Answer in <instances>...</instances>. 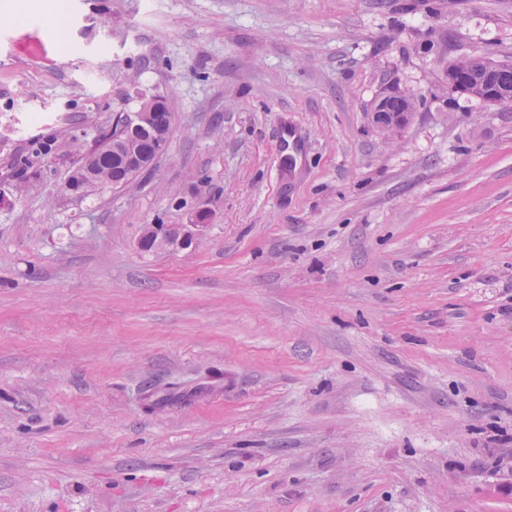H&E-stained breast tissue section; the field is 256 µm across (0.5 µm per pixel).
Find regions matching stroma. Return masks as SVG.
Returning a JSON list of instances; mask_svg holds the SVG:
<instances>
[{
  "label": "stroma",
  "mask_w": 512,
  "mask_h": 512,
  "mask_svg": "<svg viewBox=\"0 0 512 512\" xmlns=\"http://www.w3.org/2000/svg\"><path fill=\"white\" fill-rule=\"evenodd\" d=\"M17 2L0 512H512V108L444 78L512 0ZM152 97V170L70 193ZM391 97H399L404 101V103L412 101L413 99L412 96L403 94L399 91L389 90L388 93L383 94L377 100L373 109L372 120L376 125L388 131L400 128L399 125L403 123L405 116L412 111L411 108H406L404 105L398 111L393 110L390 104L392 102ZM395 113L400 114L396 115ZM206 212L199 210L192 224H149L140 240L139 247L145 245V238H149L151 244H146L144 252L154 251H181L189 249L197 236L206 231L209 224H206Z\"/></svg>",
  "instance_id": "obj_1"
}]
</instances>
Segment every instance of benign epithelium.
Wrapping results in <instances>:
<instances>
[{
  "mask_svg": "<svg viewBox=\"0 0 512 512\" xmlns=\"http://www.w3.org/2000/svg\"><path fill=\"white\" fill-rule=\"evenodd\" d=\"M450 85L459 93L476 90L490 102L503 105L512 104V85L503 82L490 72L477 78L469 69L463 68L454 74ZM394 97H399L405 102L412 100L409 95L390 90L377 100L372 113L373 122L388 131L399 127L405 116L411 112V109L406 107L398 111L393 110L391 102ZM162 103V99L154 98L142 112L117 113L113 119L110 136L102 140L98 150L108 154L115 150L120 152L123 167L133 176L150 169L157 155L162 153L167 145L170 123L169 117L162 112ZM140 131L148 132L153 138L156 146L155 154H144L134 147L136 135ZM206 221V212L200 210L190 224H150L145 228L142 238L139 240V246L142 247L145 243L150 242L156 251L187 250L192 246L196 237L208 228Z\"/></svg>",
  "mask_w": 512,
  "mask_h": 512,
  "instance_id": "benign-epithelium-1",
  "label": "benign epithelium"
}]
</instances>
